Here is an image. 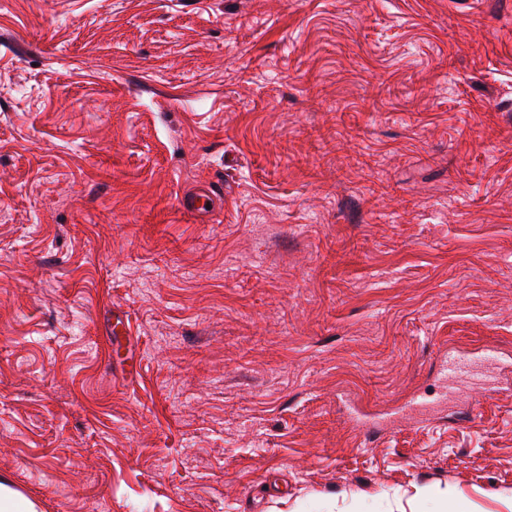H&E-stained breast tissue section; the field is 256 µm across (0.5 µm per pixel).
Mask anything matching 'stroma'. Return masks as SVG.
<instances>
[{"label": "stroma", "instance_id": "stroma-1", "mask_svg": "<svg viewBox=\"0 0 512 512\" xmlns=\"http://www.w3.org/2000/svg\"><path fill=\"white\" fill-rule=\"evenodd\" d=\"M2 476L512 512V0H0ZM212 194L209 189H201L190 194L184 195L180 201V207L182 210L189 213L206 216L212 209H207V205L212 204Z\"/></svg>", "mask_w": 512, "mask_h": 512}]
</instances>
